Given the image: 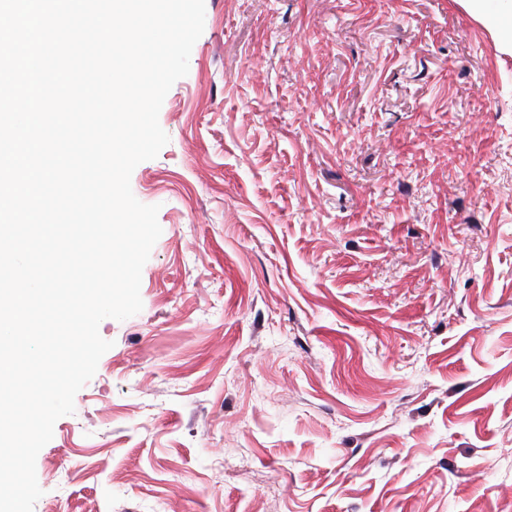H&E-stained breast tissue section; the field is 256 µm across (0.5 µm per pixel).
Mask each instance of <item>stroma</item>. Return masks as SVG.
Here are the masks:
<instances>
[{
    "instance_id": "1",
    "label": "stroma",
    "mask_w": 512,
    "mask_h": 512,
    "mask_svg": "<svg viewBox=\"0 0 512 512\" xmlns=\"http://www.w3.org/2000/svg\"><path fill=\"white\" fill-rule=\"evenodd\" d=\"M142 310L34 512H512V56L456 0H205Z\"/></svg>"
}]
</instances>
